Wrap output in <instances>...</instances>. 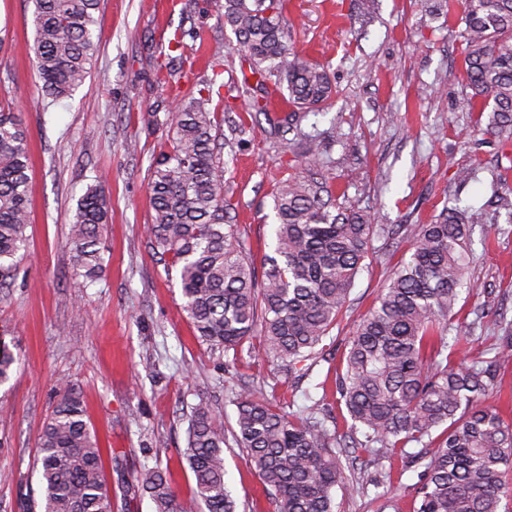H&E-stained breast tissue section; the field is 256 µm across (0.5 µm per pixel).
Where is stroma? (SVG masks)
Returning <instances> with one entry per match:
<instances>
[{"label": "stroma", "instance_id": "stroma-1", "mask_svg": "<svg viewBox=\"0 0 512 512\" xmlns=\"http://www.w3.org/2000/svg\"><path fill=\"white\" fill-rule=\"evenodd\" d=\"M437 2L288 0L286 16L294 50L324 64L337 89L302 127L319 136L326 169L348 203L388 225L429 224L455 204L482 211L465 270L476 289L461 295L448 331L459 340L454 361L469 366L492 360L504 327L512 328V137L477 133L479 115L463 105L461 6L445 14ZM223 4L100 0L90 77L72 97L44 108L32 67L33 2L0 0V105L11 104L27 132L31 203L29 255L0 289V337L18 356L0 384V512H22L41 496L39 434L62 379L80 394L98 437L112 512H152L148 493L129 486L146 466L165 470L179 499L192 496L194 476L179 451L199 401L224 422L226 482L237 512H276L236 442L242 386L347 430L336 372L407 238L373 239L349 307L317 359L290 368L201 342L176 270L158 260L144 231L154 215L149 170L171 112L189 87L220 68L224 98L211 108L233 143L223 153L230 221L254 262L273 249L272 190L299 172L303 143L291 132L277 147L266 138L287 113L280 95L267 113L245 112ZM182 29V77L159 81L156 64ZM132 140L134 153L126 149ZM462 170L470 175L464 183ZM97 179L105 182L110 218L102 271L89 284L74 272L68 228ZM417 474L397 456L357 465L337 495V512H413Z\"/></svg>", "mask_w": 512, "mask_h": 512}]
</instances>
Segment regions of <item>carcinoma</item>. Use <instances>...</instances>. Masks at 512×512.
Wrapping results in <instances>:
<instances>
[{
	"instance_id": "obj_1",
	"label": "carcinoma",
	"mask_w": 512,
	"mask_h": 512,
	"mask_svg": "<svg viewBox=\"0 0 512 512\" xmlns=\"http://www.w3.org/2000/svg\"><path fill=\"white\" fill-rule=\"evenodd\" d=\"M34 68L43 98L70 97L90 76L97 45L98 0H33ZM285 0H224V26L240 56L238 92L251 112H267L269 88L292 108L290 125L306 140L304 172L273 192L274 248L262 277L234 225L226 223L224 160L217 113L209 104L224 84L190 88L172 111L171 133L153 162L149 189L153 249L178 271L184 309L202 341L224 352L249 343L256 356L293 366L316 354L336 326L370 242L405 232L410 248L397 261L374 307L348 341L337 390L364 439L332 432L248 388L236 399L237 441L277 512H336L347 489L339 457L359 449L375 460L409 444L425 461L412 485L415 512H502L512 470V424L477 398L493 385L491 367L448 359V322L465 270L471 207H448L432 224L380 225L341 199L324 172L321 143L302 132L305 113L335 93L326 69L288 47ZM465 107L488 113L486 132L512 135V0H463ZM29 155L20 120L0 112V288L10 285L27 252ZM109 203L102 182L77 201L69 240L73 268L93 281L101 270V233ZM16 362L0 339V383ZM224 424L206 402L193 407L183 454L195 477L184 502L158 467L136 476L154 512H236L225 482ZM41 512H111V491L81 397L67 382L42 428L38 451Z\"/></svg>"
}]
</instances>
